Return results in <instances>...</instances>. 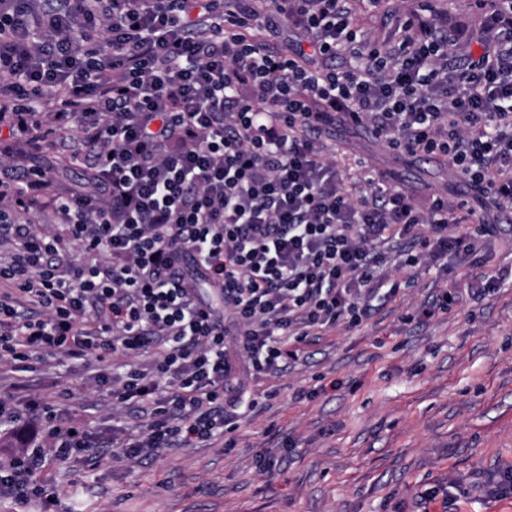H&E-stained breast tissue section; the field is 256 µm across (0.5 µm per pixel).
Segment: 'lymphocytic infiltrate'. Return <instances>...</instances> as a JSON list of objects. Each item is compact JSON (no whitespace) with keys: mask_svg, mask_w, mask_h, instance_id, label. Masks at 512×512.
I'll use <instances>...</instances> for the list:
<instances>
[{"mask_svg":"<svg viewBox=\"0 0 512 512\" xmlns=\"http://www.w3.org/2000/svg\"><path fill=\"white\" fill-rule=\"evenodd\" d=\"M256 2L0 0V364L127 357L91 398L141 408L120 443L131 463L233 431L257 405L250 378L370 319L399 296L396 271L476 261L499 233L476 214L512 209V0L466 52L414 14L382 45L350 0ZM339 123L445 158L470 200L422 208L383 176H347L321 144ZM70 136L92 193H54L25 164ZM48 209L57 223H31ZM506 287L512 266L421 314ZM25 421L43 433L0 460V499L51 507L50 469L99 442L43 398L0 400V432Z\"/></svg>","mask_w":512,"mask_h":512,"instance_id":"f902f5d3","label":"lymphocytic infiltrate"}]
</instances>
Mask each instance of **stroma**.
<instances>
[{
  "instance_id": "obj_1",
  "label": "stroma",
  "mask_w": 512,
  "mask_h": 512,
  "mask_svg": "<svg viewBox=\"0 0 512 512\" xmlns=\"http://www.w3.org/2000/svg\"><path fill=\"white\" fill-rule=\"evenodd\" d=\"M353 21L373 41L398 34L405 13L437 19L457 46L480 31L474 0H354ZM337 160L391 178L416 202L432 194L468 198L465 181L431 156H409L368 129L337 125L325 136ZM69 145L41 149L57 192L76 189ZM484 263L420 267L401 299L379 305L360 326L338 328L307 346L288 369L254 380L257 407L235 419L225 441L174 445L131 465L112 453L113 428L132 427L134 410L96 412L87 386L94 366L50 362L26 378L0 366V399L66 391L62 409L89 420L103 447L96 461L52 469L57 512H512V498L485 484L512 468V288L420 321L439 289L464 286L512 263V237L486 241ZM278 460L266 473L261 462ZM455 482L448 506L423 503L430 488Z\"/></svg>"
}]
</instances>
